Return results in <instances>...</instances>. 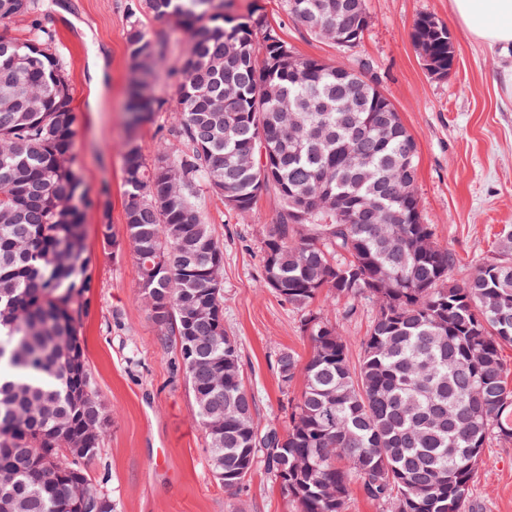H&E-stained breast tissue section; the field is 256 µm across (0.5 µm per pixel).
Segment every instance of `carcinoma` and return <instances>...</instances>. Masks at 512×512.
I'll use <instances>...</instances> for the list:
<instances>
[{"instance_id": "1", "label": "carcinoma", "mask_w": 512, "mask_h": 512, "mask_svg": "<svg viewBox=\"0 0 512 512\" xmlns=\"http://www.w3.org/2000/svg\"><path fill=\"white\" fill-rule=\"evenodd\" d=\"M285 2L315 37L338 13L353 17L355 43L369 25L365 0ZM145 5L191 31L176 88L187 150L172 161L159 147L149 162L127 141L125 241L151 318L178 351L213 473L235 493L261 451L295 512H345L354 481L386 512H466L482 448L512 442L502 355L512 346V233L467 279H452L456 255L422 218L417 142L396 111L389 141L367 132L390 100L360 72L295 54L260 14L225 15L212 0ZM34 8L0 0V21ZM412 39L447 69L445 25L423 17ZM51 42L38 23L25 39L0 36V512H72L76 474L91 490L86 512L105 498L87 466L108 418L79 334L97 288L84 255L91 201ZM126 44L160 55L166 38L133 19ZM125 111L132 127L155 114L134 83ZM201 180L241 217L271 188L282 201L264 282L302 312L310 342L306 363L292 350L276 359L283 384L306 380L282 435L253 428L238 342L224 331V249L192 202ZM364 200L376 202L369 214ZM322 294L350 303L349 314L358 300L376 307L356 365L347 337L313 308ZM76 440L85 451L69 458Z\"/></svg>"}]
</instances>
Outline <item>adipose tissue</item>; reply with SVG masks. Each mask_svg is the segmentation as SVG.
Wrapping results in <instances>:
<instances>
[{"instance_id": "1", "label": "adipose tissue", "mask_w": 512, "mask_h": 512, "mask_svg": "<svg viewBox=\"0 0 512 512\" xmlns=\"http://www.w3.org/2000/svg\"><path fill=\"white\" fill-rule=\"evenodd\" d=\"M456 17L479 41L512 52V0H453Z\"/></svg>"}]
</instances>
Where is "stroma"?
I'll return each mask as SVG.
<instances>
[{"label": "stroma", "mask_w": 512, "mask_h": 512, "mask_svg": "<svg viewBox=\"0 0 512 512\" xmlns=\"http://www.w3.org/2000/svg\"><path fill=\"white\" fill-rule=\"evenodd\" d=\"M38 4L4 29L18 39L35 21L52 31V50L69 76L77 116L75 165L94 201L84 209L83 222L85 254L98 288L88 303L81 341L110 421L89 476L117 512H292L261 455L243 488L225 492L212 472L176 348L164 343L141 299L136 259L130 250L105 248L100 234L107 219L115 237H125L128 139L137 138L148 155L154 145L165 144L173 160L185 149L175 135L176 85L190 34L175 21L155 19L143 0ZM366 6L368 28L358 45L344 48L308 35L288 15L284 0H224L230 16L261 10L294 53L365 72L393 103L418 145L417 195L424 221L456 254L453 279H464L477 259L495 256L504 232H512V86L502 79L512 56L476 41L456 18L452 0H366ZM133 16L147 35L162 31L168 38L150 85L157 110L151 122L134 130L125 113L132 78L125 30ZM423 16L444 23L452 37L456 61L447 77L431 76L414 48L411 34ZM95 61L105 82L101 92L90 86ZM194 204L224 248V329L239 343L257 431L285 432L287 402L300 395L304 378L283 384L276 358L283 349L307 358L309 342L300 311L264 285L261 247L282 202L275 192L263 193L240 217L202 184ZM318 306L348 338L351 355H358L374 304L359 302L351 315L342 301L322 299ZM467 512H512V443L493 440L484 448Z\"/></svg>", "instance_id": "obj_1"}]
</instances>
